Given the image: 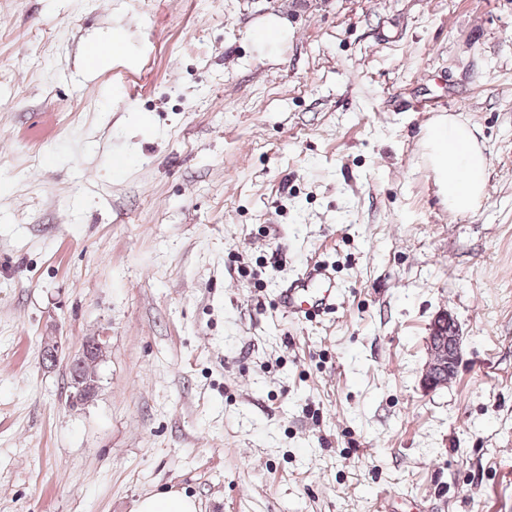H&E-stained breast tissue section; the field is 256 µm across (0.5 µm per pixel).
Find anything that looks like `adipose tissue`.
I'll return each instance as SVG.
<instances>
[{"label": "adipose tissue", "mask_w": 512, "mask_h": 512, "mask_svg": "<svg viewBox=\"0 0 512 512\" xmlns=\"http://www.w3.org/2000/svg\"><path fill=\"white\" fill-rule=\"evenodd\" d=\"M431 161L443 173L444 194L450 211L465 214L485 194L489 160L475 127L456 118L435 124L429 131Z\"/></svg>", "instance_id": "obj_1"}]
</instances>
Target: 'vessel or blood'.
Segmentation results:
<instances>
[{
	"label": "vessel or blood",
	"instance_id": "b4317fda",
	"mask_svg": "<svg viewBox=\"0 0 512 512\" xmlns=\"http://www.w3.org/2000/svg\"><path fill=\"white\" fill-rule=\"evenodd\" d=\"M341 289L328 267L313 264L290 285L279 289L276 305L295 320H313L332 313Z\"/></svg>",
	"mask_w": 512,
	"mask_h": 512
}]
</instances>
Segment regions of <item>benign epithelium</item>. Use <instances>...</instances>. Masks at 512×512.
I'll use <instances>...</instances> for the list:
<instances>
[{
	"instance_id": "1",
	"label": "benign epithelium",
	"mask_w": 512,
	"mask_h": 512,
	"mask_svg": "<svg viewBox=\"0 0 512 512\" xmlns=\"http://www.w3.org/2000/svg\"><path fill=\"white\" fill-rule=\"evenodd\" d=\"M462 344L463 336L454 319L446 313L438 315L428 337L429 359L425 374V383L428 387L433 389L443 386L453 378L462 356ZM105 348L104 337H96L83 348L78 358L71 361L70 367H96L103 359ZM69 386L70 404L74 407L86 405L98 394V376L88 377L82 372L75 373L70 379Z\"/></svg>"
}]
</instances>
